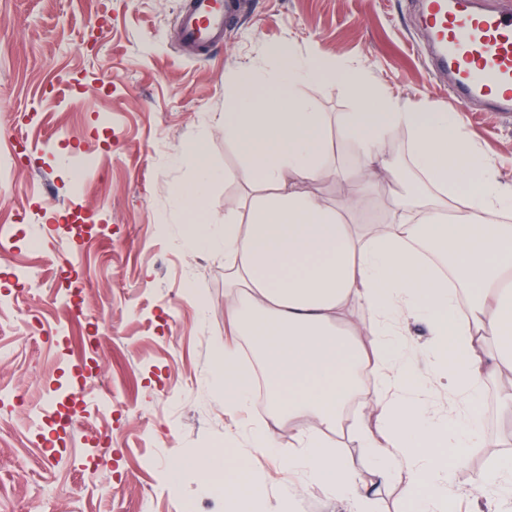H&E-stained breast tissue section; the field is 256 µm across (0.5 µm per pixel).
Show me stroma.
<instances>
[{
	"mask_svg": "<svg viewBox=\"0 0 512 512\" xmlns=\"http://www.w3.org/2000/svg\"><path fill=\"white\" fill-rule=\"evenodd\" d=\"M221 44L190 57L183 0H0V512H224L188 458L247 447L255 412L224 406V252L187 251L176 202L203 143L233 172L198 204L223 224L251 193L224 111L239 74H268L288 45L363 70L406 108L454 112L480 160L512 187V121L460 110L417 51L412 0H243ZM328 123L354 111L339 80L303 87ZM38 266L42 287L15 273ZM81 268L80 311L61 274ZM84 424L64 425L77 405ZM486 448H451L457 512L512 455V415L479 402Z\"/></svg>",
	"mask_w": 512,
	"mask_h": 512,
	"instance_id": "obj_1",
	"label": "stroma"
}]
</instances>
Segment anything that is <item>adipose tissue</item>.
Masks as SVG:
<instances>
[{"mask_svg":"<svg viewBox=\"0 0 512 512\" xmlns=\"http://www.w3.org/2000/svg\"><path fill=\"white\" fill-rule=\"evenodd\" d=\"M281 70L247 71L224 114L255 187L224 214V235L189 225L183 244L224 248V333L215 358L228 408L251 403L264 382L267 407L251 449L276 452L282 422L297 425L282 454L274 512H293L301 480L322 484L349 512H375L380 486L404 484L412 512H446L445 451L484 447L476 407L495 381L512 410V191L478 162L445 112H414L355 67L287 53ZM336 79L357 103L329 127L302 85ZM408 138L415 180L401 178L381 144ZM353 145L356 168L330 163L334 145ZM341 177L352 199L331 205L309 183ZM429 339L428 376L416 382L409 326ZM442 387L448 406L430 401ZM363 395L364 415L345 409ZM367 448L375 483L327 444L341 430ZM251 450L204 471H224V512H259L265 491L248 467Z\"/></svg>","mask_w":512,"mask_h":512,"instance_id":"adipose-tissue-1","label":"adipose tissue"}]
</instances>
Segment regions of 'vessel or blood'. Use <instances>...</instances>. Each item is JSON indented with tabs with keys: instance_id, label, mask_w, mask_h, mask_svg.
I'll list each match as a JSON object with an SVG mask.
<instances>
[{
	"instance_id": "b4317fda",
	"label": "vessel or blood",
	"mask_w": 512,
	"mask_h": 512,
	"mask_svg": "<svg viewBox=\"0 0 512 512\" xmlns=\"http://www.w3.org/2000/svg\"><path fill=\"white\" fill-rule=\"evenodd\" d=\"M236 0H184L176 24L180 45L205 51L224 39ZM434 70L444 72L459 106L483 102L512 116V0H423Z\"/></svg>"
}]
</instances>
